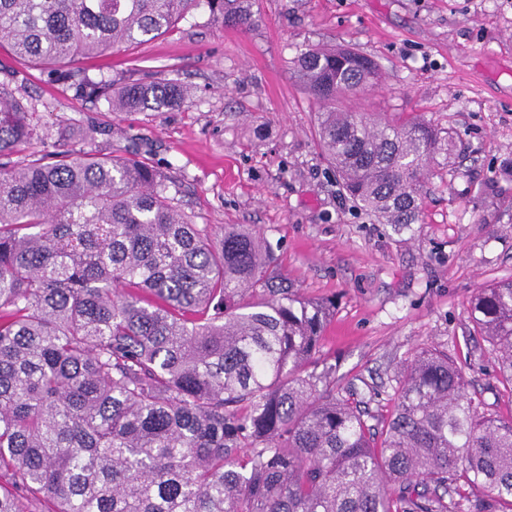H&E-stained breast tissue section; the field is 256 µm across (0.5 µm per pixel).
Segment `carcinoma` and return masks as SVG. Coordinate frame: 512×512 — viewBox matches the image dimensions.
Here are the masks:
<instances>
[{"label": "carcinoma", "mask_w": 512, "mask_h": 512, "mask_svg": "<svg viewBox=\"0 0 512 512\" xmlns=\"http://www.w3.org/2000/svg\"><path fill=\"white\" fill-rule=\"evenodd\" d=\"M205 2L250 26L253 0H0V40L112 112L184 106L166 80L114 89L68 67L166 34ZM297 67L346 195L416 223L448 132L333 107L374 62L313 48ZM0 79V155L38 104ZM250 224H195L169 178L71 147L0 166V512H478L512 506V417L481 411L448 354L405 366L381 431L322 354L333 303L300 296ZM512 391V280L469 303Z\"/></svg>", "instance_id": "1"}]
</instances>
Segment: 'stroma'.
I'll return each mask as SVG.
<instances>
[{"mask_svg":"<svg viewBox=\"0 0 512 512\" xmlns=\"http://www.w3.org/2000/svg\"><path fill=\"white\" fill-rule=\"evenodd\" d=\"M256 22L211 23L200 7L159 39L87 62L120 83L189 85L168 112L113 114L19 60L0 44V70L39 110L43 155L77 130L95 129L93 152L135 155L166 171L194 223L252 224L274 249L277 272L336 307L323 338L343 381L394 410L403 365L436 348L462 365L482 411L512 416L491 345L468 303L512 279V0H255ZM354 48L380 83L340 98L341 108L447 129L459 147L424 190L415 224H383L348 199L318 140L314 100L298 76L301 52Z\"/></svg>","mask_w":512,"mask_h":512,"instance_id":"obj_1","label":"stroma"}]
</instances>
